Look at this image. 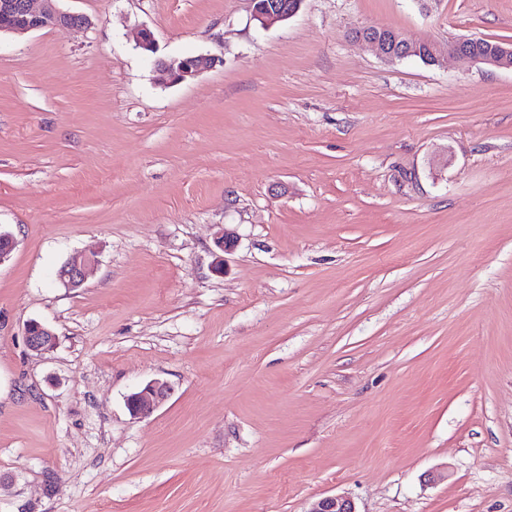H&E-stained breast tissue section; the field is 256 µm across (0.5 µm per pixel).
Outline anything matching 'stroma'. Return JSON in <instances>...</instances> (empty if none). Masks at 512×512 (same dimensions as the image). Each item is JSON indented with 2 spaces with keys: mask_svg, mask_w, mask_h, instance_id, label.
Wrapping results in <instances>:
<instances>
[{
  "mask_svg": "<svg viewBox=\"0 0 512 512\" xmlns=\"http://www.w3.org/2000/svg\"><path fill=\"white\" fill-rule=\"evenodd\" d=\"M61 6L0 37V512H512V70L352 36L512 41V0ZM268 1H272L270 4ZM255 20L262 26H273L295 16L303 0H250ZM222 62L220 58L212 55H196L179 61H160L158 66L169 76L171 82L182 83L196 78ZM96 263L97 260L94 255H75L60 268L59 280L69 288H80ZM55 340L54 332L38 321H31L26 327L25 342L32 352L42 353L50 350ZM170 394V385L166 381L155 379L128 396L127 408L133 416L147 417L160 407ZM308 512H358L353 501L345 496H326L316 501Z\"/></svg>",
  "mask_w": 512,
  "mask_h": 512,
  "instance_id": "35a3bbf8",
  "label": "stroma"
}]
</instances>
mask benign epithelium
<instances>
[{
    "instance_id": "7a95c632",
    "label": "benign epithelium",
    "mask_w": 512,
    "mask_h": 512,
    "mask_svg": "<svg viewBox=\"0 0 512 512\" xmlns=\"http://www.w3.org/2000/svg\"><path fill=\"white\" fill-rule=\"evenodd\" d=\"M60 0H0V34H25L41 29L69 31L90 25L87 16L65 11L58 6ZM255 20L263 26H273L295 16L303 0H250ZM357 40L372 48L385 60H402L420 57V47L429 45L430 55L424 57L428 65L439 62L444 55L470 59L476 63L494 68L512 69V43L496 42L495 48L487 53H477L472 45L480 42L478 37H459L441 45L429 39L410 41L395 28L387 29L377 25H363L353 30ZM222 60L212 55L185 57L179 61L159 62L160 69L173 83H182L196 78L210 70ZM97 263L95 256L78 254L71 257L60 268L59 280L69 288L81 287L89 272ZM55 334L38 321H31L25 330L27 348L36 353L51 349ZM171 394L170 385L155 379L127 398L129 412L137 417H147L160 407ZM309 512H357L353 501L345 496H326L316 501Z\"/></svg>"
}]
</instances>
